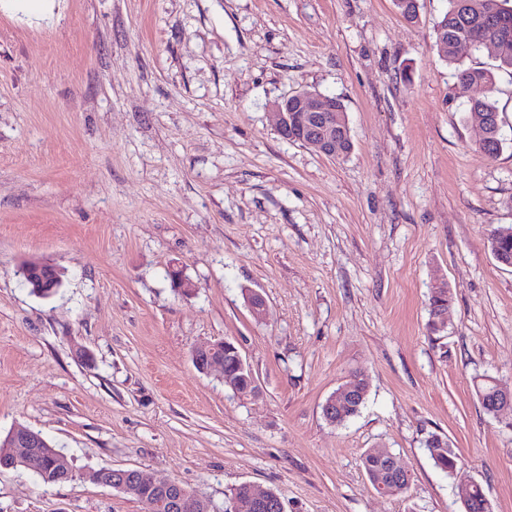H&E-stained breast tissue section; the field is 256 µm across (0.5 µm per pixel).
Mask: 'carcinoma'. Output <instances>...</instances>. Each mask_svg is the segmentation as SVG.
<instances>
[{
  "label": "carcinoma",
  "mask_w": 512,
  "mask_h": 512,
  "mask_svg": "<svg viewBox=\"0 0 512 512\" xmlns=\"http://www.w3.org/2000/svg\"><path fill=\"white\" fill-rule=\"evenodd\" d=\"M508 2L509 0H448V9L434 25L437 29V45L441 55L448 64L454 66L459 92L463 94L469 88L478 85L486 89L484 98L471 101L468 118L474 121L480 117L486 119L487 128L484 129V136L477 141V145L491 158L497 157L503 148L499 114L493 102L494 75L489 70L464 65L459 58V51L463 44H469L498 62V68L512 71V8L507 6ZM489 241L491 250L498 251L505 258L512 260V225L493 229ZM448 305V289H430V332H440L432 316L437 311L448 310ZM233 345L234 342L231 340L225 342L224 373L233 376L237 390L246 396L253 383V374L248 368H239L235 353L232 351ZM350 383L361 391V395L355 399L338 402L332 413L327 407H322L325 420L332 425H341L357 415L365 403L369 388L368 380L364 375L355 373L350 377ZM424 448L435 467L442 472L449 474L456 469L460 458L452 449L438 448L429 441L424 442ZM388 464L389 457L381 448H370L361 456V467L371 482L376 476L388 470ZM231 502L239 504V512H275L271 503L260 509L255 508L245 485L234 489Z\"/></svg>",
  "instance_id": "carcinoma-1"
}]
</instances>
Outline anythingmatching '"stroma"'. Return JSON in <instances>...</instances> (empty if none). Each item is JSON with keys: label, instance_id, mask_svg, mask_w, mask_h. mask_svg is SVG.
<instances>
[{"label": "stroma", "instance_id": "stroma-1", "mask_svg": "<svg viewBox=\"0 0 512 512\" xmlns=\"http://www.w3.org/2000/svg\"><path fill=\"white\" fill-rule=\"evenodd\" d=\"M446 8L420 0L410 24L394 0H0V438L39 431L76 472L0 469V512H145L83 479L99 468L220 508L249 483L287 512H463L476 482L512 512V411L487 415L473 387L512 390V267L488 243L512 224V73L462 52L495 73L492 159L466 118L486 90L459 93L436 45ZM301 89L343 102L347 157L280 136L273 105ZM32 258L63 270L53 296L21 283ZM227 338L256 400L192 362ZM355 372L365 405L329 424ZM370 448L407 493L377 494ZM449 305V296L448 289L443 287H435L430 289V295L428 300V312H429V321L428 328L432 333H439L441 328H439L435 321L433 320L434 313L437 311H446L448 312ZM435 434L437 433L429 434L424 442V448L435 467L444 473H452L456 469L460 458L451 448H448V446L445 448H437L433 442H429L428 438ZM387 451L381 448H370L361 456V467L371 484L377 475L384 474L388 470L389 457L387 454L389 453ZM381 452L386 454H380Z\"/></svg>", "mask_w": 512, "mask_h": 512}]
</instances>
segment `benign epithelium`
Instances as JSON below:
<instances>
[{"label": "benign epithelium", "mask_w": 512, "mask_h": 512, "mask_svg": "<svg viewBox=\"0 0 512 512\" xmlns=\"http://www.w3.org/2000/svg\"><path fill=\"white\" fill-rule=\"evenodd\" d=\"M275 111L278 131L283 138H288V130L300 122L308 130L301 144L313 146L331 159L346 155L341 148V143L350 138V128L346 113L336 111V98L317 91L299 90L279 100L275 104ZM34 268L45 272V275L40 277L39 283L35 284L36 294L41 297H50L56 293L62 285V272L56 266L42 260L29 259L23 262V271L27 272ZM192 358L200 372L209 374L217 371L222 374L224 373V342L199 347L192 352ZM491 382L496 385L497 391V397L491 404V408L495 411V415L499 416L505 409H512V391L501 387L494 378ZM6 441L33 447L40 443V438L27 429H17L7 435ZM19 464L38 474L54 469L64 480L74 477L73 468L62 455L45 458L39 452L31 453L25 458L14 460V465ZM112 474L114 479L107 483V486L116 491L145 499L163 497L168 500L169 507L177 512H209L206 497L196 494L186 498L176 494V490L180 489L181 485L173 480L155 481L138 469L135 470V479L131 481L126 480L127 473L121 468L113 470Z\"/></svg>", "instance_id": "1"}]
</instances>
